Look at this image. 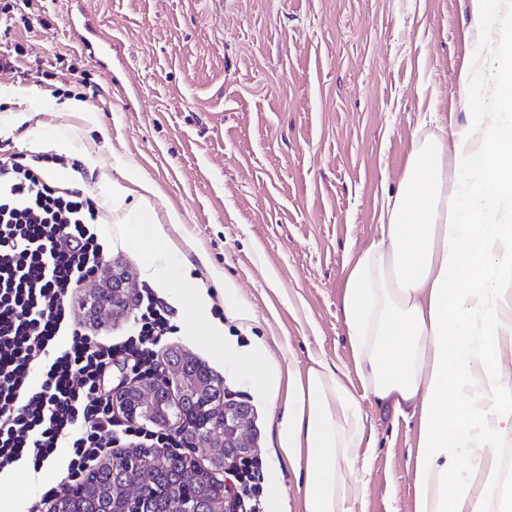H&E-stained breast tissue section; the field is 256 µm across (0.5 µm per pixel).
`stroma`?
Returning <instances> with one entry per match:
<instances>
[{"mask_svg":"<svg viewBox=\"0 0 512 512\" xmlns=\"http://www.w3.org/2000/svg\"><path fill=\"white\" fill-rule=\"evenodd\" d=\"M0 26L20 66L0 79V151L41 155L56 181L83 185L111 217L100 227L110 265L140 285L127 234L148 200L170 240L155 294L174 304L189 276L210 299L194 320L177 313L155 352L198 359L223 396L250 406L258 512H303L305 475L278 443L285 392L239 375L204 328L217 319L237 346L261 344L280 373L320 359L356 379L347 267L379 241L416 131L447 139L481 111L460 77L494 29L476 31L468 0H0ZM103 40L112 53L100 63L87 46ZM70 99L96 124L65 108ZM116 183L128 190L123 211ZM96 287L74 292V319L122 344L133 315L91 316ZM355 394L375 438L353 471L357 512H414L418 418L363 386ZM37 485L24 463L0 473L15 512H49Z\"/></svg>","mask_w":512,"mask_h":512,"instance_id":"stroma-1","label":"stroma"}]
</instances>
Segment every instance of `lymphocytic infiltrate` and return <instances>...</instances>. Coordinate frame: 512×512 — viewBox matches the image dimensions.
I'll list each match as a JSON object with an SVG mask.
<instances>
[{
	"label": "lymphocytic infiltrate",
	"mask_w": 512,
	"mask_h": 512,
	"mask_svg": "<svg viewBox=\"0 0 512 512\" xmlns=\"http://www.w3.org/2000/svg\"><path fill=\"white\" fill-rule=\"evenodd\" d=\"M107 216L80 188H61L35 164L0 158V471L24 462L40 471L65 453L57 495L123 439L175 448L176 435L116 416L102 389L115 358L145 367L176 333L175 312L151 287L137 302L138 331L106 345L72 318L75 288L95 277L108 247Z\"/></svg>",
	"instance_id": "obj_1"
}]
</instances>
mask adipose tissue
Instances as JSON below:
<instances>
[{
	"instance_id": "1",
	"label": "adipose tissue",
	"mask_w": 512,
	"mask_h": 512,
	"mask_svg": "<svg viewBox=\"0 0 512 512\" xmlns=\"http://www.w3.org/2000/svg\"><path fill=\"white\" fill-rule=\"evenodd\" d=\"M492 54L474 58L484 111L451 143L414 137L382 214L381 238L349 268L342 313L359 377L375 401L421 411L415 512H486L499 482L491 452L512 436V0H469ZM213 345L245 375L285 388L278 440L304 472V512H355L349 474L367 436L359 402L324 361L280 381L261 346L240 348L212 323ZM459 397L449 406V393ZM471 449L466 463L455 451Z\"/></svg>"
}]
</instances>
